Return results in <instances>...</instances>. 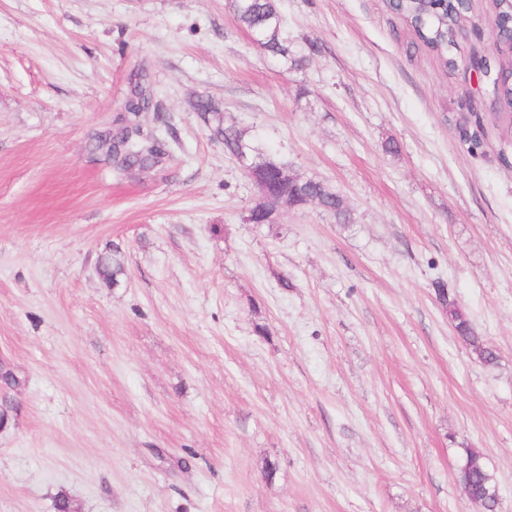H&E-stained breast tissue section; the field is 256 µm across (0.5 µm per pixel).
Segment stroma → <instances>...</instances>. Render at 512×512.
Returning <instances> with one entry per match:
<instances>
[{"instance_id": "stroma-1", "label": "stroma", "mask_w": 512, "mask_h": 512, "mask_svg": "<svg viewBox=\"0 0 512 512\" xmlns=\"http://www.w3.org/2000/svg\"><path fill=\"white\" fill-rule=\"evenodd\" d=\"M229 4L0 0V512H476L468 448L512 512V146L465 72L494 0L453 70L387 0H280L300 70ZM139 92L160 154L120 169L96 144ZM202 99L353 223H244ZM436 295L441 305L445 308L448 319L452 322L462 340L472 347L479 362L485 365L494 364L497 360L495 350L484 342L482 336H477L464 312L454 300L448 298L447 289L437 288Z\"/></svg>"}]
</instances>
